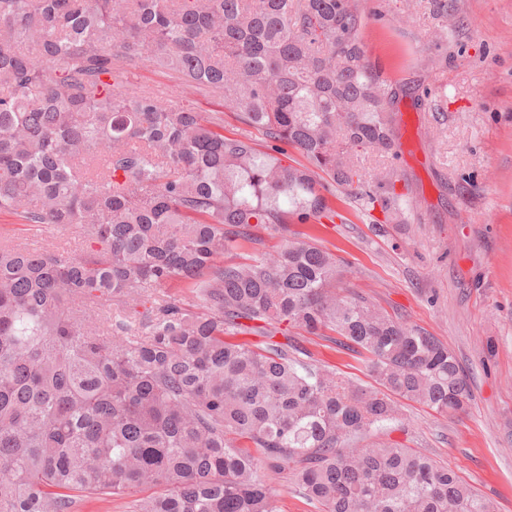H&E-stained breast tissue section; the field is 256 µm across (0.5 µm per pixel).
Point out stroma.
I'll return each mask as SVG.
<instances>
[{"mask_svg":"<svg viewBox=\"0 0 512 512\" xmlns=\"http://www.w3.org/2000/svg\"><path fill=\"white\" fill-rule=\"evenodd\" d=\"M369 59L414 95L392 105L396 155L362 153L365 171L390 170L401 198L396 220L366 216L354 193L333 189L334 220L292 223L343 257L342 281L388 313L446 344L469 370L473 399L442 416L401 404L390 439L448 465L498 512H512V0H448L457 22L440 32L429 0H358ZM132 88L178 94L221 113L224 133L245 127L222 98L178 92L164 70L142 66ZM0 242L83 249L76 228L30 226L0 214ZM317 363L367 380L359 355L326 337L298 335Z\"/></svg>","mask_w":512,"mask_h":512,"instance_id":"35a3bbf8","label":"stroma"}]
</instances>
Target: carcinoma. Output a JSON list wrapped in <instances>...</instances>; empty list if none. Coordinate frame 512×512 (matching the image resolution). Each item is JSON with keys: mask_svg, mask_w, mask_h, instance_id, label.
Listing matches in <instances>:
<instances>
[{"mask_svg": "<svg viewBox=\"0 0 512 512\" xmlns=\"http://www.w3.org/2000/svg\"><path fill=\"white\" fill-rule=\"evenodd\" d=\"M364 27L357 0H0V214L91 242L0 245V512L144 486L132 512H275L264 468L321 512H496L452 468L371 440L402 400L466 411L453 351L343 286L315 241L255 252L253 226L329 218L328 185L367 182L358 151L397 152ZM146 63L223 96L271 151L129 89ZM361 198L395 214L393 194ZM236 250L252 254L224 261ZM173 280L198 307L158 293ZM247 322L333 333L373 383L291 336L231 340Z\"/></svg>", "mask_w": 512, "mask_h": 512, "instance_id": "cac0c4a2", "label": "carcinoma"}]
</instances>
